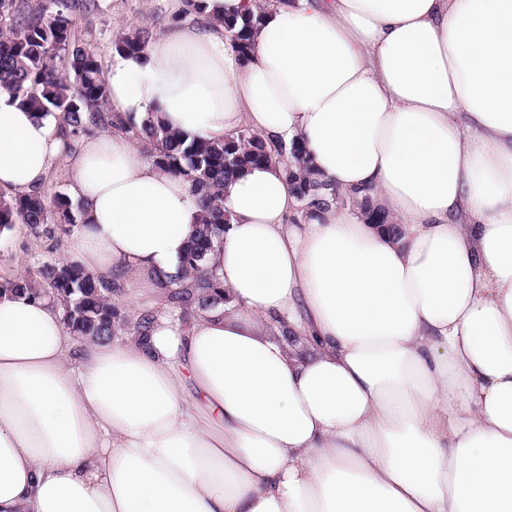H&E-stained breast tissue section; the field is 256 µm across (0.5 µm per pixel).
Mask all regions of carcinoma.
Here are the masks:
<instances>
[{
  "instance_id": "cac0c4a2",
  "label": "carcinoma",
  "mask_w": 512,
  "mask_h": 512,
  "mask_svg": "<svg viewBox=\"0 0 512 512\" xmlns=\"http://www.w3.org/2000/svg\"><path fill=\"white\" fill-rule=\"evenodd\" d=\"M97 7V0H0V86L35 112L59 115L66 132L74 138L124 129L121 115L108 104L100 59L74 29L73 15L87 16ZM254 22L251 16L241 21L235 17L221 20L243 54L251 49ZM152 37L148 28H138L117 38L113 46L120 53L140 52ZM135 136L158 168L189 183L201 212L197 233L180 260L181 275L159 280L168 314L184 317L194 306L214 308L224 302V286L206 259L228 224L224 186L250 166L273 161V156L263 140L247 128L237 129L219 142L189 140L150 116ZM285 153L292 162L284 166V175L301 215L344 205L343 195L311 170L301 143L295 141L290 149L277 150L280 156ZM358 206L367 223L386 224L393 234H400L397 225L368 198ZM81 214V204L61 192L50 199L40 194H0V228L23 224L36 239L48 232L49 225L72 230ZM116 287V282L99 278L76 260L44 264L31 278H13L0 284V289L16 293L57 298L64 309L63 322L76 336L108 340L129 334L148 336L159 310L146 307L129 315L112 304Z\"/></svg>"
}]
</instances>
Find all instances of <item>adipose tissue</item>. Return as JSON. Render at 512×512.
<instances>
[{
	"mask_svg": "<svg viewBox=\"0 0 512 512\" xmlns=\"http://www.w3.org/2000/svg\"><path fill=\"white\" fill-rule=\"evenodd\" d=\"M249 14L243 56L220 19ZM105 79L125 128L75 142L0 87V190L63 166L92 272L176 274L195 234L150 113L301 141L401 233L295 221L265 163L224 189L218 308L90 339L0 292V512H512V0H205Z\"/></svg>",
	"mask_w": 512,
	"mask_h": 512,
	"instance_id": "adipose-tissue-1",
	"label": "adipose tissue"
}]
</instances>
